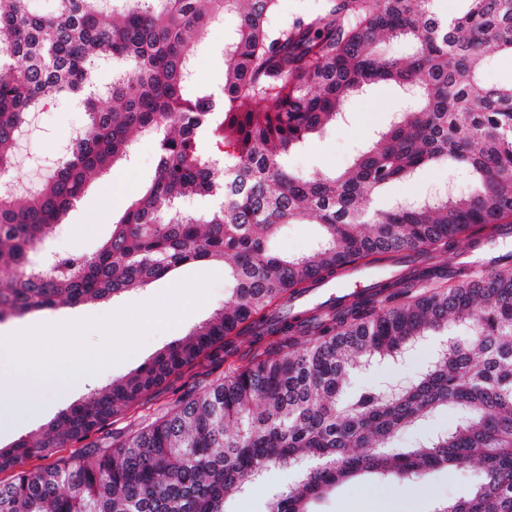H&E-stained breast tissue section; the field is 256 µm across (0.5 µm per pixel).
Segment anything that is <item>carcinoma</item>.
I'll return each mask as SVG.
<instances>
[{"instance_id":"1","label":"carcinoma","mask_w":512,"mask_h":512,"mask_svg":"<svg viewBox=\"0 0 512 512\" xmlns=\"http://www.w3.org/2000/svg\"><path fill=\"white\" fill-rule=\"evenodd\" d=\"M280 0H0V174L14 171L17 133L60 98L84 103V136L23 202L0 186V322L106 301L193 263L224 265L232 283L211 320L41 429L0 448V512H226L271 466L306 459L297 483L265 512H310L360 472L401 480L469 461L481 466L460 512H512V250L481 271L442 256L460 236L489 247L512 224V82L488 84L489 51L512 55V0H322L279 15ZM222 96L191 94L194 49L225 14ZM407 39L405 59L378 51ZM120 67L98 105L100 61ZM388 81L412 94L386 130L340 173L301 175L288 154L344 120L349 98ZM155 137L152 182L92 254H39L95 172ZM472 177L464 194L372 209L381 190L432 165ZM215 204L197 216L186 198ZM319 225L304 256L275 251L285 224ZM379 272L372 287L285 312L295 298ZM472 327L397 400L375 388L342 398L350 373L415 339ZM206 359L227 373L183 386L140 429L100 441L105 423L151 400L167 379ZM448 406L450 432L387 453L397 434ZM74 448L55 457L59 448ZM54 461L29 468L31 458Z\"/></svg>"}]
</instances>
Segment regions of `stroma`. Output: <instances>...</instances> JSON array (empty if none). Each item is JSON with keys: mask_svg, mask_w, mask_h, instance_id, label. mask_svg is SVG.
I'll use <instances>...</instances> for the list:
<instances>
[{"mask_svg": "<svg viewBox=\"0 0 512 512\" xmlns=\"http://www.w3.org/2000/svg\"><path fill=\"white\" fill-rule=\"evenodd\" d=\"M236 23L235 15H224L196 44L200 91L220 87L224 78L225 34ZM401 98L398 88L391 84L379 83L366 88L350 100L347 122L324 130L292 150L288 156L289 167L303 175L344 169L356 149L387 126L391 113L400 108ZM86 122L83 107L70 99L60 100L40 112L38 127L25 144L27 159L15 169L17 181L23 183L33 178L36 162L53 160L72 133ZM154 169L152 142L136 139L126 159L90 178L78 201L58 225L49 242L50 249L61 254L96 251L110 234L113 222L150 182ZM148 292L158 295L160 306L159 315L150 323L144 320L140 307L144 293L139 291L107 302L62 307L23 317V324L29 326L53 323L57 343L108 349L114 359L110 366L85 378L75 392H68L61 382L45 386L42 395L48 402L46 409L19 407L14 428L0 433V447L13 445L60 411L148 362L170 343L210 319L215 310L223 307L231 284L224 277L223 266L195 263L153 283ZM435 352L433 339H426L397 360L374 361L357 368L348 377L345 389L352 392L365 386L381 388L390 382L416 378ZM210 371L205 361L185 369L180 379L171 380L168 390L144 407L113 417L108 423L109 430L123 433L135 430L146 417L168 408L172 391L181 381L205 379ZM461 417V412L453 408L424 417L401 432L391 447L395 450L416 447L427 438L451 430ZM479 479L480 472L472 463L405 481L364 474L336 486L312 503L311 508L313 512H381L385 507L390 512H436L440 505L472 493ZM290 481L287 471L270 469L247 493L231 499L228 506L231 512H263L266 498L286 490Z\"/></svg>", "mask_w": 512, "mask_h": 512, "instance_id": "35a3bbf8", "label": "stroma"}]
</instances>
